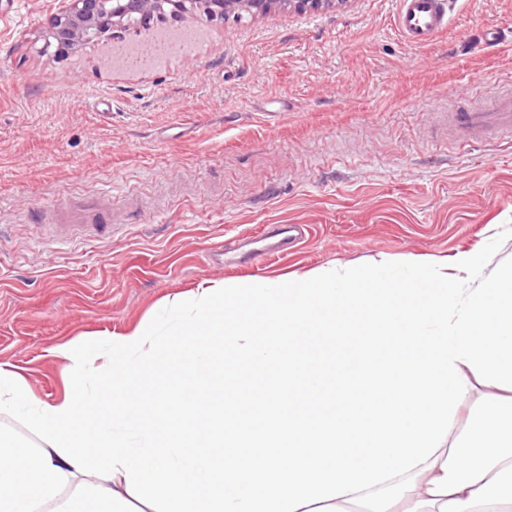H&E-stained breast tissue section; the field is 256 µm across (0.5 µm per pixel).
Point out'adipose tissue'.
Wrapping results in <instances>:
<instances>
[{
    "instance_id": "ef3b65f1",
    "label": "adipose tissue",
    "mask_w": 512,
    "mask_h": 512,
    "mask_svg": "<svg viewBox=\"0 0 512 512\" xmlns=\"http://www.w3.org/2000/svg\"><path fill=\"white\" fill-rule=\"evenodd\" d=\"M183 304L165 306L181 336L173 365L144 324L55 346L70 384L50 403L0 363V405L42 441L0 428V512H135L141 500L165 512H512V263L489 267L473 249L384 260L365 282L333 268L268 288L205 281L193 317ZM217 338L259 369L247 402L237 380L214 377ZM338 339L348 350L320 366ZM293 368L309 387L285 399ZM478 377L504 401L461 439L457 410Z\"/></svg>"
}]
</instances>
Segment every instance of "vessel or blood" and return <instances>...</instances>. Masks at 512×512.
<instances>
[{"label": "vessel or blood", "instance_id": "vessel-or-blood-1", "mask_svg": "<svg viewBox=\"0 0 512 512\" xmlns=\"http://www.w3.org/2000/svg\"><path fill=\"white\" fill-rule=\"evenodd\" d=\"M449 24L447 0H398L396 26L410 44L425 46ZM448 126L465 143L478 145L489 140L512 141V91L502 92L494 107L486 109L465 103L449 112ZM306 232L301 224H272L267 235L277 249L300 243Z\"/></svg>", "mask_w": 512, "mask_h": 512}]
</instances>
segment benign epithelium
I'll return each instance as SVG.
<instances>
[{"instance_id": "1", "label": "benign epithelium", "mask_w": 512, "mask_h": 512, "mask_svg": "<svg viewBox=\"0 0 512 512\" xmlns=\"http://www.w3.org/2000/svg\"><path fill=\"white\" fill-rule=\"evenodd\" d=\"M350 0H122L117 7L112 0H56L48 38L57 42L61 51L78 52L109 29L113 37L125 32L126 19L138 17L143 27L157 18L163 4L171 5L170 16L178 20L188 14L201 13L210 21H224L230 14L264 15L275 6H286L295 12L318 11L342 7Z\"/></svg>"}]
</instances>
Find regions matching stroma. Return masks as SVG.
I'll return each instance as SVG.
<instances>
[{"label":"stroma","mask_w":512,"mask_h":512,"mask_svg":"<svg viewBox=\"0 0 512 512\" xmlns=\"http://www.w3.org/2000/svg\"><path fill=\"white\" fill-rule=\"evenodd\" d=\"M427 46L399 34L396 0L209 23L197 45L114 59L94 42L44 48L54 0H0V363L62 397L64 341L142 323L199 283L284 281L384 258L478 248L512 260V143L460 150L458 100L512 85V0H449ZM504 31L484 42L487 28ZM105 208L112 227L65 226ZM267 224H305L296 247L224 261Z\"/></svg>","instance_id":"stroma-1"}]
</instances>
